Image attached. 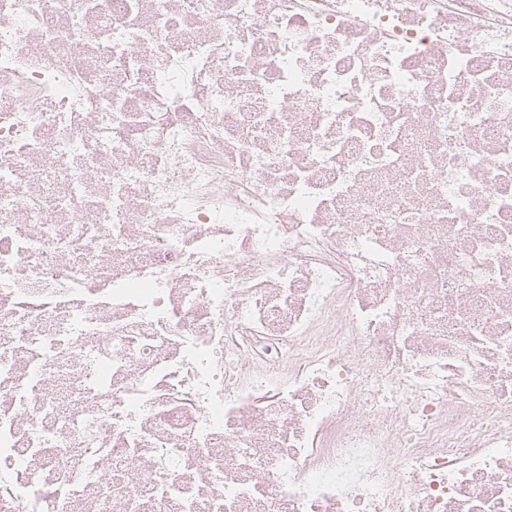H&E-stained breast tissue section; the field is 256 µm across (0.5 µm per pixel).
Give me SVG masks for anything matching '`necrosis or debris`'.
I'll list each match as a JSON object with an SVG mask.
<instances>
[{"mask_svg": "<svg viewBox=\"0 0 512 512\" xmlns=\"http://www.w3.org/2000/svg\"><path fill=\"white\" fill-rule=\"evenodd\" d=\"M86 447L64 512H512V0H0V512Z\"/></svg>", "mask_w": 512, "mask_h": 512, "instance_id": "obj_1", "label": "necrosis or debris"}]
</instances>
